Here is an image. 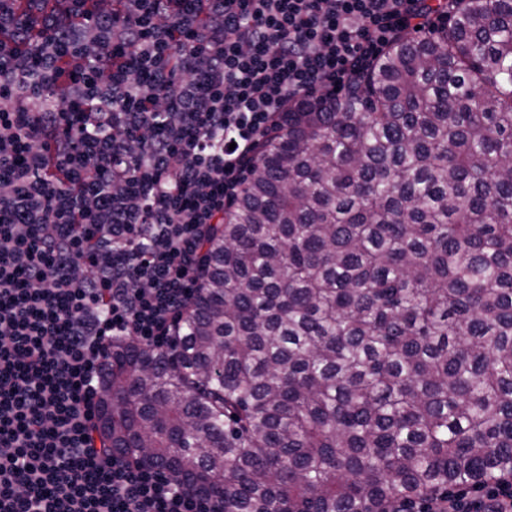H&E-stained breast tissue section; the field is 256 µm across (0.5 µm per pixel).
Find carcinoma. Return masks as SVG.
<instances>
[{"mask_svg": "<svg viewBox=\"0 0 512 512\" xmlns=\"http://www.w3.org/2000/svg\"><path fill=\"white\" fill-rule=\"evenodd\" d=\"M284 113L167 350L112 342V453L224 512H434L512 472V0Z\"/></svg>", "mask_w": 512, "mask_h": 512, "instance_id": "cac0c4a2", "label": "carcinoma"}]
</instances>
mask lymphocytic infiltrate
<instances>
[{
	"instance_id": "lymphocytic-infiltrate-1",
	"label": "lymphocytic infiltrate",
	"mask_w": 512,
	"mask_h": 512,
	"mask_svg": "<svg viewBox=\"0 0 512 512\" xmlns=\"http://www.w3.org/2000/svg\"><path fill=\"white\" fill-rule=\"evenodd\" d=\"M447 13V0H0V512H224L106 448V347L173 341L206 244L288 106L335 96ZM437 512H512V473L449 491Z\"/></svg>"
}]
</instances>
